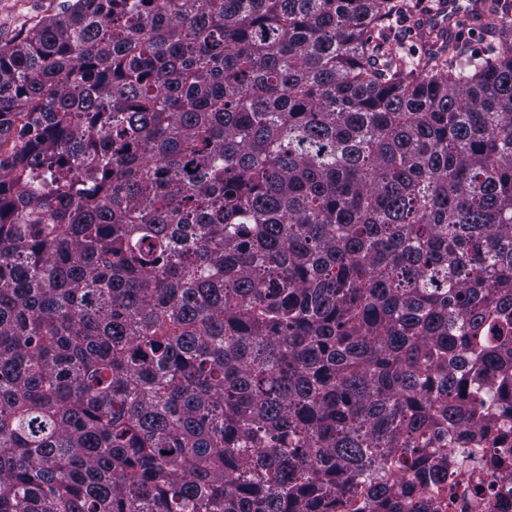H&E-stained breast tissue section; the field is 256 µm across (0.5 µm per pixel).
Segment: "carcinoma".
Listing matches in <instances>:
<instances>
[{
  "label": "carcinoma",
  "mask_w": 512,
  "mask_h": 512,
  "mask_svg": "<svg viewBox=\"0 0 512 512\" xmlns=\"http://www.w3.org/2000/svg\"><path fill=\"white\" fill-rule=\"evenodd\" d=\"M391 13L71 0L0 47V512H431L421 449L497 447L512 25L375 68Z\"/></svg>",
  "instance_id": "obj_1"
}]
</instances>
